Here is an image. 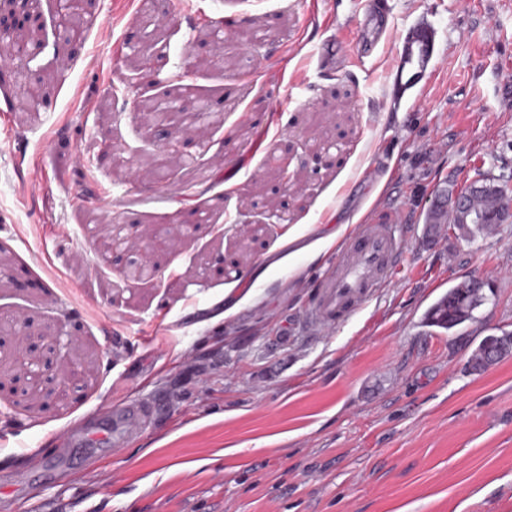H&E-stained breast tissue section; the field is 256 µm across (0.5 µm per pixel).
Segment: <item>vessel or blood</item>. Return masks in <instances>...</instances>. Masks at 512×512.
Masks as SVG:
<instances>
[{"instance_id":"b4317fda","label":"vessel or blood","mask_w":512,"mask_h":512,"mask_svg":"<svg viewBox=\"0 0 512 512\" xmlns=\"http://www.w3.org/2000/svg\"><path fill=\"white\" fill-rule=\"evenodd\" d=\"M374 21V31L359 27L353 31V41L361 57H369L387 31L384 0H371L367 13ZM431 36L419 28L405 38L401 58L415 70L426 69L428 58L419 48ZM407 227L398 213L370 216L349 234L335 257L314 281L315 291L303 314L309 330L331 333L346 324L367 303L374 292L388 285L400 266L404 253ZM163 402L154 397L122 400L97 407L89 425L62 431L57 441L63 448L79 445L85 448L106 446L119 451L134 436L142 433L162 412Z\"/></svg>"}]
</instances>
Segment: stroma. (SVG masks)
<instances>
[{"label":"stroma","instance_id":"1","mask_svg":"<svg viewBox=\"0 0 512 512\" xmlns=\"http://www.w3.org/2000/svg\"><path fill=\"white\" fill-rule=\"evenodd\" d=\"M92 2L75 37L55 32L57 0H40L37 57L0 71V306L51 360L39 411L0 378V465L24 471L0 486V512H512V356L469 366L485 337L512 333V222L440 242L423 232L431 196L486 179L512 189V0H388L391 35L360 65L337 44L324 72L310 63L321 16L356 27L354 0H317L315 15L306 0ZM202 13L231 28L222 46ZM414 27L434 32L440 65L397 99ZM22 74L41 85L24 106ZM159 96L191 112L206 102L209 132L188 134L174 178L137 183L134 163L159 148L136 114ZM380 152L378 178L360 181ZM285 153L301 189L282 187ZM101 187L120 194L131 237L202 215L140 287L104 266ZM362 211L400 212L403 261L347 324L315 334L307 283L331 253L304 248ZM290 238L293 270L278 262ZM474 278L471 321L422 326ZM246 279L252 299L225 314V288ZM153 395L163 414L117 454L90 468L53 454L61 420ZM36 442L44 457L18 455Z\"/></svg>","mask_w":512,"mask_h":512}]
</instances>
